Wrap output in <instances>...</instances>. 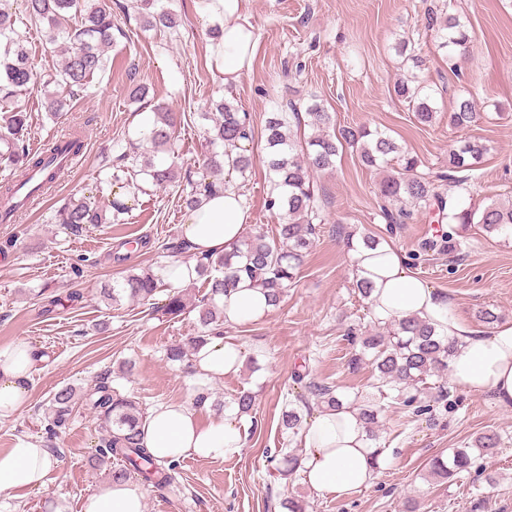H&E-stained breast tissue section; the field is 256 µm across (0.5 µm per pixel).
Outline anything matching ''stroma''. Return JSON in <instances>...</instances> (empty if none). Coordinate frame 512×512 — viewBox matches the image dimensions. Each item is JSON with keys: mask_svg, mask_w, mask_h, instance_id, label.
Returning a JSON list of instances; mask_svg holds the SVG:
<instances>
[{"mask_svg": "<svg viewBox=\"0 0 512 512\" xmlns=\"http://www.w3.org/2000/svg\"><path fill=\"white\" fill-rule=\"evenodd\" d=\"M116 18L107 50L108 71L95 77L61 115H50L39 87L20 98L28 114L22 137L29 148L44 146L67 132L78 133L84 147L80 162L64 169L35 207L12 224H0V347L23 341L37 359L26 410L0 422V451L22 440H43L42 406L67 385L87 388L111 372L115 387L142 408L172 401L192 403L196 377L171 365L165 350L197 334V312L178 317L149 306L100 300L104 286L125 270H161L167 263L160 246L180 233L188 211L176 189L160 190L143 182L129 196V210L112 224H91L72 235L55 224L64 202L94 197L107 208L111 171L107 156H118L153 119L157 106L177 115L180 157L202 172L209 153L207 125L201 112L210 100H236L250 117L255 158L248 177L229 175L249 214V232L276 235V217L268 210V179L261 161L268 113L305 108L317 99L332 113L337 127L366 125L386 131L404 150L417 156L421 169L446 170L448 152L458 141L476 139L488 151L475 172L464 203L491 200L512 204V0H251L258 48L251 68L233 87L211 65L208 46L213 22L202 18L193 0H173L180 24L170 31L142 28L134 0H109ZM449 6L467 23L471 39L466 54L447 58L424 24L431 6ZM38 72L54 73L61 56L47 36L46 24H34L24 0H0ZM409 40L424 58L423 78L437 91L435 123L419 124L407 103L393 94L402 73L393 49L396 38ZM147 89L136 100V87ZM473 99L478 112L471 126L457 129L448 114L457 99ZM382 171L361 164L355 149L343 148L332 170L313 176L325 214L295 284L278 307L256 322L225 323L224 339L256 360L258 371L210 380L222 400L240 390L255 393L251 416L243 418L245 446L224 461L185 459L169 492L145 490V512H285L281 503L296 496L307 512H512V408L490 396L448 384L446 401L430 417H418L378 389L371 363L351 367L354 352L345 331L375 324L367 299L355 286L353 251L347 234L369 232L393 244L408 270L449 297L463 321L481 328V310L512 322V240L489 235L480 226L453 231L416 210L401 224L381 216L377 185ZM455 232V254L425 249L426 241ZM82 265L74 276L73 265ZM80 292L81 301L66 304ZM61 305H54V298ZM106 330H99V323ZM307 371L311 381L332 386L347 399L373 395L381 408L378 447L386 458L374 481L346 498L311 493L301 474L278 476L269 458L275 449L303 452L300 437L282 434L279 416L287 396L300 390L294 375ZM98 420L76 408L65 434L52 441L57 465L44 487L23 495L0 492V512H80L88 492L106 483L89 457L99 435ZM495 432V455L479 460L473 473L453 481L434 477L433 458L469 445L476 436Z\"/></svg>", "mask_w": 512, "mask_h": 512, "instance_id": "stroma-1", "label": "stroma"}]
</instances>
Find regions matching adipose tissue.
Here are the masks:
<instances>
[{"label": "adipose tissue", "instance_id": "1", "mask_svg": "<svg viewBox=\"0 0 512 512\" xmlns=\"http://www.w3.org/2000/svg\"><path fill=\"white\" fill-rule=\"evenodd\" d=\"M249 2L195 0L202 16L220 24L221 35L211 40L209 52L214 69L228 85L250 69L255 54ZM248 222L243 198L228 186L190 211L182 231L197 254L230 252L239 246ZM355 265L373 284L369 304L376 321L390 323L414 315L430 321L458 343L449 362L452 382L467 392L491 395L499 406H512V323L486 333L466 325L443 293L406 269L392 245L360 250ZM270 310L262 288L246 278L224 297V318L230 322L256 321ZM34 361L25 342L0 348V419L13 418L25 409ZM243 362L241 349L216 337L193 354L190 364L198 379L208 380L238 374ZM140 430L145 447L160 459L221 461L240 455L245 446L244 433L231 410L203 422L187 404L161 403L148 411ZM302 437V475L318 495L350 496L369 485L382 466L356 406L346 403L320 409L305 424ZM55 466L54 456L40 442L20 441L0 452V492L45 486ZM81 512H145V491L131 480L107 483L85 497Z\"/></svg>", "mask_w": 512, "mask_h": 512}]
</instances>
